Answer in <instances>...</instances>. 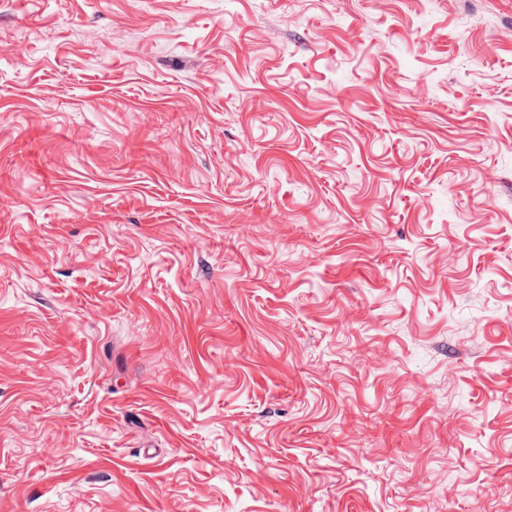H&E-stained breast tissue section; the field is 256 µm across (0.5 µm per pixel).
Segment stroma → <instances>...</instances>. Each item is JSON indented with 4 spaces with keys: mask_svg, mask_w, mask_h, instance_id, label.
<instances>
[{
    "mask_svg": "<svg viewBox=\"0 0 512 512\" xmlns=\"http://www.w3.org/2000/svg\"><path fill=\"white\" fill-rule=\"evenodd\" d=\"M0 512H512V0H0Z\"/></svg>",
    "mask_w": 512,
    "mask_h": 512,
    "instance_id": "obj_1",
    "label": "stroma"
}]
</instances>
